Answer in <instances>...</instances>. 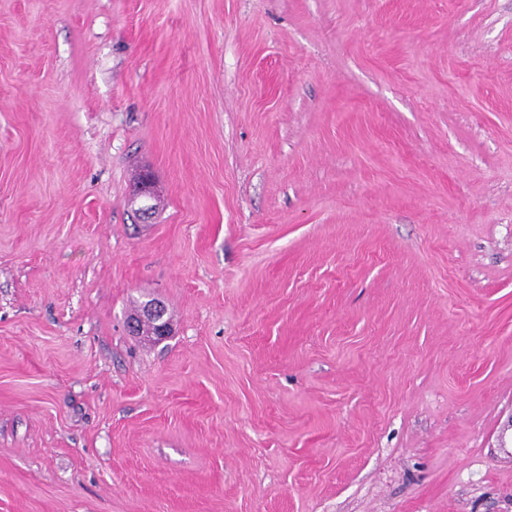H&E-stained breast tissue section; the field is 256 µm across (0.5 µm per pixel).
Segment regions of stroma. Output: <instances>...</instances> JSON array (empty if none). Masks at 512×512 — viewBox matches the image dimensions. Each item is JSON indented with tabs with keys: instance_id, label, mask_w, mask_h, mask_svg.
<instances>
[{
	"instance_id": "1",
	"label": "stroma",
	"mask_w": 512,
	"mask_h": 512,
	"mask_svg": "<svg viewBox=\"0 0 512 512\" xmlns=\"http://www.w3.org/2000/svg\"><path fill=\"white\" fill-rule=\"evenodd\" d=\"M0 512H512V0H0ZM151 318L157 322V326L150 320L144 321L143 324L139 325L137 332L135 333L137 336H145L150 340H157L158 334L159 338L162 339L166 336H169L171 332V325L167 319H165V312L163 309V304L155 299L146 302L141 309V313L130 320L131 328L134 330L136 327V321L138 319Z\"/></svg>"
}]
</instances>
